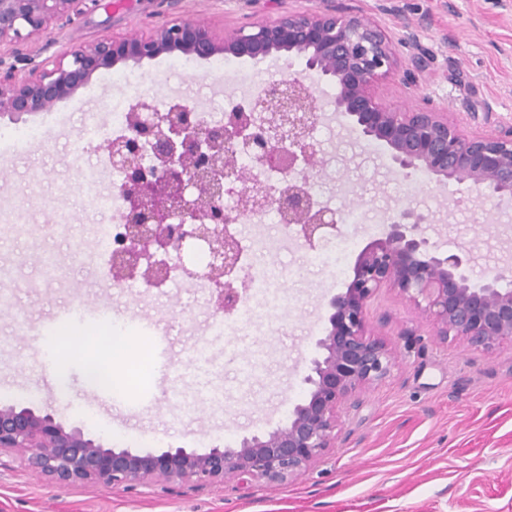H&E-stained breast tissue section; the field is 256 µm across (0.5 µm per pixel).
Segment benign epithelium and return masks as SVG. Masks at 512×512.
<instances>
[{
  "label": "benign epithelium",
  "mask_w": 512,
  "mask_h": 512,
  "mask_svg": "<svg viewBox=\"0 0 512 512\" xmlns=\"http://www.w3.org/2000/svg\"><path fill=\"white\" fill-rule=\"evenodd\" d=\"M100 0H0V46L12 48L14 62L0 58V115L17 120L49 112L117 64L179 53L190 59L265 58L293 54L305 70L328 78L336 95L320 102L299 76L272 82L264 95L228 112L219 128L200 126L195 109L181 103L163 109L140 100L126 133L106 142L111 169L121 175L126 224L112 252V271L122 281L141 270L161 284L172 267L154 252L204 248L210 260L201 273L179 263L189 280L216 287V308L232 312L242 247L229 230L245 212L274 208L284 223L299 228L309 247L329 238L344 213L314 199L310 172L321 166L311 130L330 112L359 131L365 143H383L397 172L423 171L476 188L496 208L512 206V125L466 133L448 113L432 106L405 111L381 101L378 83L400 73L408 90L420 88L433 63L410 24L393 38L374 18L343 11L336 0H318L313 10L284 12L216 34L203 22L171 19L146 34L102 35L59 56L38 60L32 46L53 29L74 24ZM247 154L283 176L267 185L237 164ZM239 196V207L224 211V195ZM429 216L401 207L387 220L384 237L357 255L346 291L330 300L328 327L316 341L318 354L303 378L306 398L288 422L260 435L244 436L234 447L203 452L170 447L158 455L112 448L100 438L66 429L50 413L29 407L0 408V451L27 457L35 472L64 485L100 483L134 488L147 484L222 483L232 476L285 482L305 471L336 444L341 414L360 403V393L385 381L395 367L388 346L372 337L368 306L384 288H395L427 314L434 335L465 340L474 348L512 345V289L498 283L512 275L500 270L481 284L467 275L469 255L430 252L421 226Z\"/></svg>",
  "instance_id": "obj_1"
}]
</instances>
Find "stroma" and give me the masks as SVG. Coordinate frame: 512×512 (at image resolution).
<instances>
[{
	"mask_svg": "<svg viewBox=\"0 0 512 512\" xmlns=\"http://www.w3.org/2000/svg\"><path fill=\"white\" fill-rule=\"evenodd\" d=\"M372 16L392 34L402 19L417 22L421 43L434 56L418 94L398 76L377 88L388 104L408 110L423 100L448 113L469 133L489 122L512 124V0H342ZM314 0H101L73 28L51 33V53L108 34L145 32L181 17L208 22L216 33L312 8ZM145 79L140 92L117 85L99 101L84 93L60 102L58 122L28 150L0 154V201L16 205V219L0 223V407L25 404L54 414L117 448L158 454L168 447L204 450L234 444L243 435L283 424L302 402V378L322 336L330 299L352 278L309 260L294 240L287 250L256 254L247 264L278 274L280 306L266 316L256 305L235 331L214 335L210 293L172 274L147 285H113L108 260L82 263L97 248L95 227L109 216L75 188L78 168L97 166L85 142L82 117L135 104L136 94L159 105L175 102L208 110L224 80L211 62L173 68L162 56L118 64ZM492 110L484 119V110ZM326 167L312 178L319 201L337 210L359 207L365 222L357 248L384 236L386 219L403 205L429 215L422 234L431 251H470L469 273L481 282L512 266V208L493 209L476 189L418 173L396 174L384 146L367 151L358 134L338 121L315 134ZM355 188L352 203L345 188ZM95 302L116 322L143 318L151 331H131L141 351L130 360L141 380L109 398L108 408L88 407L84 363L103 361L87 342L79 354L66 340L75 323L62 312ZM370 329L392 349L396 366L366 390L358 410L344 413L336 445L299 477L270 483L236 476L224 483L144 485L134 489L95 483L59 485L33 472L15 452L0 453V512H512V346L487 352L461 340L434 336L425 313L397 289H382L369 305ZM52 327L56 365L67 391L46 387L37 348L29 336ZM207 345L208 364L194 361Z\"/></svg>",
	"mask_w": 512,
	"mask_h": 512,
	"instance_id": "35a3bbf8",
	"label": "stroma"
}]
</instances>
